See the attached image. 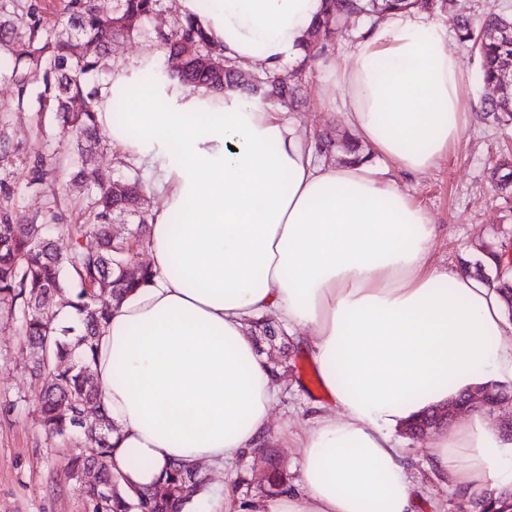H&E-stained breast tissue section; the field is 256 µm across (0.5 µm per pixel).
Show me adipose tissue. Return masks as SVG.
Returning a JSON list of instances; mask_svg holds the SVG:
<instances>
[{"instance_id":"1","label":"adipose tissue","mask_w":512,"mask_h":512,"mask_svg":"<svg viewBox=\"0 0 512 512\" xmlns=\"http://www.w3.org/2000/svg\"><path fill=\"white\" fill-rule=\"evenodd\" d=\"M242 71L303 58L326 0H178ZM336 67L342 116L378 158L313 161L312 137L234 88L140 87L121 122L110 75L97 122L112 148L163 162L146 250L152 280L111 310L93 364L112 423V469L130 493L173 462L224 470L260 447L278 377L246 335L272 316L322 376L297 443L300 479L234 512H413L394 429L487 377L512 378V325L495 284L430 261L438 229L400 177L435 169L474 119L448 28L392 10ZM166 101L151 111L152 98ZM183 223L172 224L174 214ZM430 459L465 498L512 490V454L481 410L440 427Z\"/></svg>"}]
</instances>
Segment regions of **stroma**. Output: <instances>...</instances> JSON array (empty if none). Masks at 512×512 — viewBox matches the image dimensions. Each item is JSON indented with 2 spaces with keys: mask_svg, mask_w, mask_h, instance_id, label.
<instances>
[{
  "mask_svg": "<svg viewBox=\"0 0 512 512\" xmlns=\"http://www.w3.org/2000/svg\"><path fill=\"white\" fill-rule=\"evenodd\" d=\"M492 9L512 14V0H457L456 10L439 15L448 26L451 48L475 109L492 91L482 82L474 49L459 38L457 15L466 13L479 23ZM180 20L177 7L163 0L160 10L140 23L137 36L114 43L112 71L122 73L147 63L158 73L168 71L170 61L157 36L174 30ZM367 25L363 18L341 24L329 40L327 51L314 62L303 69L292 66L283 70L284 81L303 86L302 102L287 111L298 130L320 135L347 133L341 114L331 105L340 96L332 88V67L351 64L352 45ZM324 85L332 89L326 100L317 95ZM0 126L11 142L9 154L0 158V193L10 198L13 222L25 224L37 214L59 213L61 222L47 224L46 231L61 246H68L66 225L77 219L81 189L30 186L29 171L35 157L41 155L57 157L70 167L78 164L79 156L70 144L60 141L51 122L41 123L35 113L15 110L13 87L1 69ZM510 146L512 127L478 121L436 169L403 179V187L432 215L439 228L431 249V263L436 268L457 270L466 260L481 263L484 251L512 246V192L498 190L491 178L493 166ZM97 170L107 181L139 176L146 188L148 207H155L154 167L135 164L107 149L97 158ZM20 321L19 312L0 304V512H88L77 485L63 471L64 458L71 449L82 446L84 433L78 429L51 438L39 426L34 414L35 388L26 370L29 352L19 333ZM281 341L288 366L282 371L267 445L277 451L294 482L300 477L299 462L285 436L301 433L310 403L325 402L326 397L320 385L309 383L313 368L294 337L285 335ZM397 445L416 477V512H480L475 500L458 497L434 475L429 466L428 439L411 440L401 435ZM260 469V461L248 453L229 472H210L205 490L194 497L189 512H224L228 498L261 501Z\"/></svg>",
  "mask_w": 512,
  "mask_h": 512,
  "instance_id": "stroma-1",
  "label": "stroma"
}]
</instances>
